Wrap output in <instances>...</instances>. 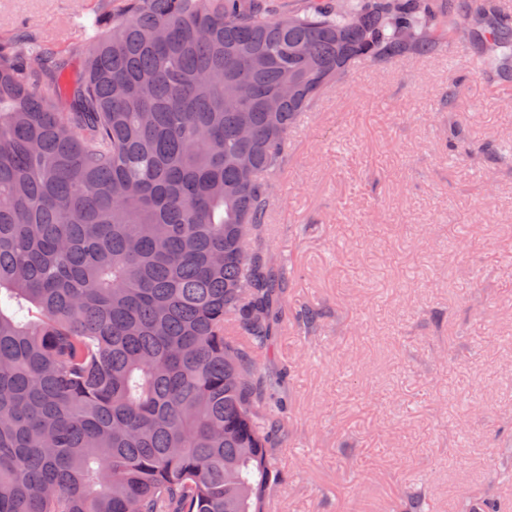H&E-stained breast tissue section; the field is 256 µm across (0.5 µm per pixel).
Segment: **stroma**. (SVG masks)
<instances>
[{"label": "stroma", "instance_id": "stroma-1", "mask_svg": "<svg viewBox=\"0 0 512 512\" xmlns=\"http://www.w3.org/2000/svg\"><path fill=\"white\" fill-rule=\"evenodd\" d=\"M99 0H0V35L84 39ZM466 42L354 66L305 112L263 246L296 270L269 512H512V82ZM449 107L441 99L448 89ZM469 152L453 155L450 132Z\"/></svg>", "mask_w": 512, "mask_h": 512}]
</instances>
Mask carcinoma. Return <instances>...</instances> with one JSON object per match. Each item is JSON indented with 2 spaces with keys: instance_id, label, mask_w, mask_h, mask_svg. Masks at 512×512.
I'll return each instance as SVG.
<instances>
[{
  "instance_id": "cac0c4a2",
  "label": "carcinoma",
  "mask_w": 512,
  "mask_h": 512,
  "mask_svg": "<svg viewBox=\"0 0 512 512\" xmlns=\"http://www.w3.org/2000/svg\"><path fill=\"white\" fill-rule=\"evenodd\" d=\"M100 0L0 38V512H267L292 276L263 249L288 135L356 64L512 17L455 0Z\"/></svg>"
}]
</instances>
